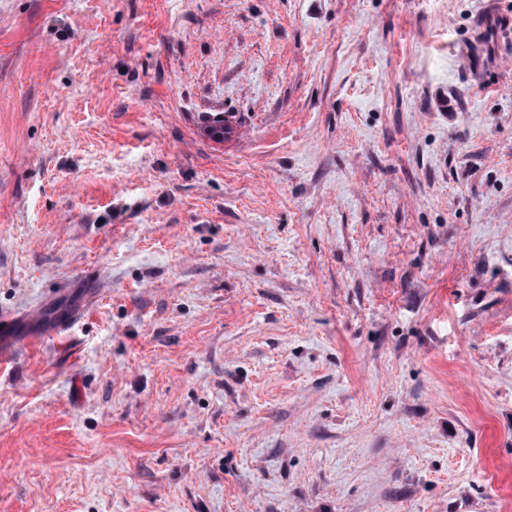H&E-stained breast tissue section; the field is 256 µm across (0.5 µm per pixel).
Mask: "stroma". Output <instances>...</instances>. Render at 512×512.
<instances>
[{
  "mask_svg": "<svg viewBox=\"0 0 512 512\" xmlns=\"http://www.w3.org/2000/svg\"><path fill=\"white\" fill-rule=\"evenodd\" d=\"M0 311V512H512V0H0Z\"/></svg>",
  "mask_w": 512,
  "mask_h": 512,
  "instance_id": "35a3bbf8",
  "label": "stroma"
}]
</instances>
